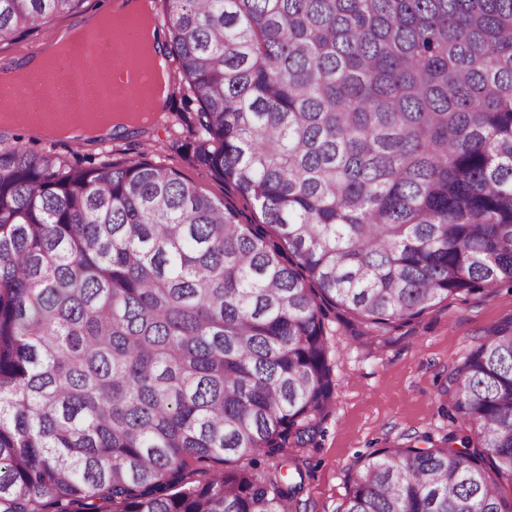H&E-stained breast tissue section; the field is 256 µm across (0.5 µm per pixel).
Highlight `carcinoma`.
Wrapping results in <instances>:
<instances>
[{
  "label": "carcinoma",
  "mask_w": 512,
  "mask_h": 512,
  "mask_svg": "<svg viewBox=\"0 0 512 512\" xmlns=\"http://www.w3.org/2000/svg\"><path fill=\"white\" fill-rule=\"evenodd\" d=\"M81 2L0 0V40ZM161 2L196 157L258 213L0 146V512H292L328 310L512 286V0ZM449 382L481 448H382L342 512H512V326Z\"/></svg>",
  "instance_id": "carcinoma-1"
}]
</instances>
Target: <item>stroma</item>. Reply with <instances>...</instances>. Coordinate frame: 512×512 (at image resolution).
<instances>
[{"label": "stroma", "mask_w": 512, "mask_h": 512, "mask_svg": "<svg viewBox=\"0 0 512 512\" xmlns=\"http://www.w3.org/2000/svg\"><path fill=\"white\" fill-rule=\"evenodd\" d=\"M69 20L60 15L29 33L0 40V60L38 52ZM197 110L193 97L175 93L163 118L146 129L115 134L108 142L86 146L39 138L19 125L0 127V141L84 164L146 156L175 168L211 197L250 212L237 191L197 160L194 139L186 131ZM508 322L512 288L507 286L435 302L419 318L394 324L369 341L360 339L363 326L352 314L330 310L335 401L316 419L311 441L287 448L304 473L297 512H341L356 467L374 451L423 438L430 447L442 448L449 434L470 435L469 426L448 417V376L494 327Z\"/></svg>", "instance_id": "obj_1"}]
</instances>
